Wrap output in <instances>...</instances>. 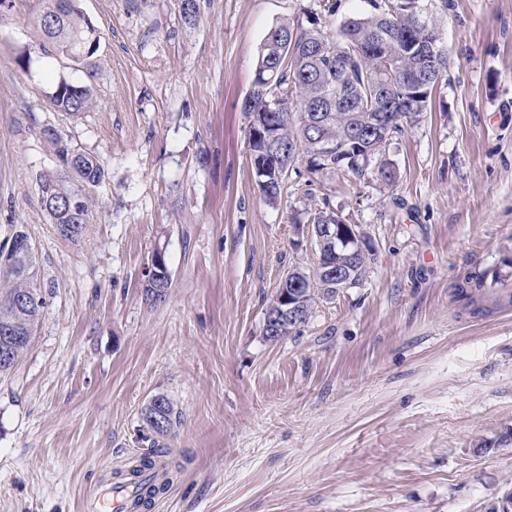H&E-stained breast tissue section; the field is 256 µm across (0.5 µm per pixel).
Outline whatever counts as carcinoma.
I'll return each mask as SVG.
<instances>
[{
    "mask_svg": "<svg viewBox=\"0 0 512 512\" xmlns=\"http://www.w3.org/2000/svg\"><path fill=\"white\" fill-rule=\"evenodd\" d=\"M375 12L347 17L341 24L340 37L323 32L313 23L304 28L288 19L276 22L260 46L256 71L273 65L280 70L276 85L252 82L247 95L250 102L248 118L262 112L272 115L284 153L278 158L282 169L288 171L299 160L300 154L310 157L309 172H344L359 179L377 164L376 176L386 184L394 181L395 173L383 159L387 145L369 139L358 146L341 149L350 131L361 134L379 120L378 104L383 97L408 100L415 106L413 112H392L385 117L388 134L395 138L404 129V122L429 111L431 95L414 99L412 86L429 76H446L448 52L437 50L438 56L425 57L413 52L412 47L424 37V30L416 19L424 15L421 0H384L374 4ZM38 49L46 56L59 57L82 68L85 81L73 83L60 80L49 95L50 104L60 112L79 118L96 104L93 79L94 56L98 48L91 47L95 29L88 22L78 0H41V9L34 18ZM50 138L58 145V157L64 171L44 173L39 187L50 192L77 195L82 203L80 216L66 218L48 213L51 223L69 224L72 229L63 234L76 241L83 234L90 215V197L87 189L99 185L105 171L97 159L62 143L58 133ZM326 152L331 159L319 163L316 153ZM76 179H71V174ZM352 249L336 245L330 260L348 268L354 284L366 276L370 252L350 256ZM27 271L15 267L12 255L0 246V322L11 319L33 331L45 305L42 291L36 287V256L26 259ZM29 291L35 300L27 306L18 305V296ZM336 283L323 279L310 281L303 289L300 301L302 324H307L315 306L336 296ZM165 404L167 423L163 429H154L147 418H142L141 439L149 443L151 451L131 467L125 483L132 490V509L147 508L152 499L168 491L170 481L159 482L153 473L152 456L166 450V438L181 422V411L164 393L157 394Z\"/></svg>",
    "mask_w": 512,
    "mask_h": 512,
    "instance_id": "1",
    "label": "carcinoma"
}]
</instances>
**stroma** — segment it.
Masks as SVG:
<instances>
[{"label":"stroma","instance_id":"stroma-1","mask_svg":"<svg viewBox=\"0 0 512 512\" xmlns=\"http://www.w3.org/2000/svg\"><path fill=\"white\" fill-rule=\"evenodd\" d=\"M337 3L197 0L189 24L180 0H80L99 106L74 120L49 95L84 75L38 50L39 0L0 10V241L25 229L45 296L0 376V512H88L147 452L158 393L183 412L181 468L150 512H491L512 488V0H427L448 77L390 145L393 185L314 181L301 159L272 205L242 110L258 48L281 19L335 35L372 9ZM48 127L105 170L75 242L41 204L61 168ZM326 203L367 232L369 273L267 340Z\"/></svg>","mask_w":512,"mask_h":512}]
</instances>
